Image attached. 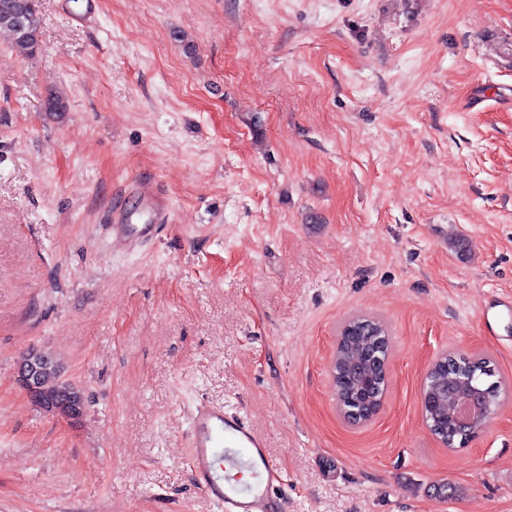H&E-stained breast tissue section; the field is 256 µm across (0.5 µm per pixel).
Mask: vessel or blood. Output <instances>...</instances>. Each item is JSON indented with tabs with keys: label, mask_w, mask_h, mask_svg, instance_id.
Segmentation results:
<instances>
[{
	"label": "vessel or blood",
	"mask_w": 512,
	"mask_h": 512,
	"mask_svg": "<svg viewBox=\"0 0 512 512\" xmlns=\"http://www.w3.org/2000/svg\"><path fill=\"white\" fill-rule=\"evenodd\" d=\"M192 432L195 481L222 512H281L275 488L282 472L242 419L203 405Z\"/></svg>",
	"instance_id": "1"
}]
</instances>
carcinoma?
<instances>
[{
	"instance_id": "obj_1",
	"label": "carcinoma",
	"mask_w": 512,
	"mask_h": 512,
	"mask_svg": "<svg viewBox=\"0 0 512 512\" xmlns=\"http://www.w3.org/2000/svg\"><path fill=\"white\" fill-rule=\"evenodd\" d=\"M40 25L36 0H0V30L11 35L21 52L33 55L38 51ZM389 348L390 339L384 325L374 319L358 335L342 337L336 348L333 385L342 398L341 408L357 410V415L352 417L354 425L364 422V411L371 412L381 404L383 367L376 355H387ZM467 362L477 367L491 365V361L480 354L469 358L448 354L430 371L424 384V392L432 395L439 406V411L427 413L430 422L440 434L457 441L462 431L448 406L469 390L462 372V365Z\"/></svg>"
}]
</instances>
